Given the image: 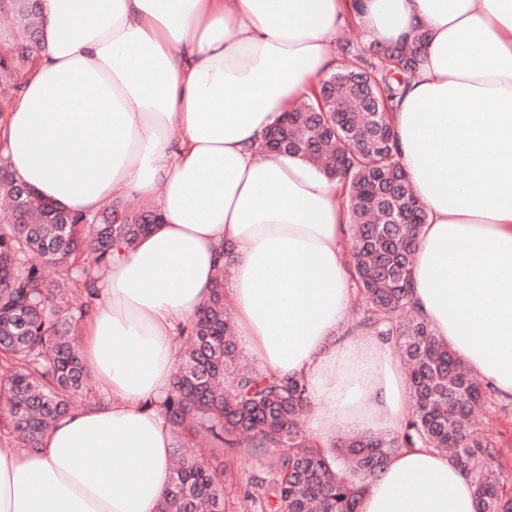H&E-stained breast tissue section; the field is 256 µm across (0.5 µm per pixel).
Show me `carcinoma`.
<instances>
[{
    "instance_id": "cac0c4a2",
    "label": "carcinoma",
    "mask_w": 512,
    "mask_h": 512,
    "mask_svg": "<svg viewBox=\"0 0 512 512\" xmlns=\"http://www.w3.org/2000/svg\"><path fill=\"white\" fill-rule=\"evenodd\" d=\"M17 32L0 52V98L18 89L16 63L38 44L35 0H0ZM426 34L387 48L350 41L339 47L349 66L329 74L310 101L266 132L265 147L315 165L343 184L351 210L348 250L352 281L363 303L354 323L395 342L407 367L411 410L387 436H350L323 448L297 424L310 407L304 383L237 367V345L224 307V267L187 330V345L164 404L166 420L204 432L267 459L243 497L253 512H357L365 481L395 453L424 446L453 449L448 459L469 475L477 512H512L499 470L471 418L484 401L448 342L413 311V255L426 214L397 159L391 112L423 55ZM20 184L0 181V354L14 366L0 372V399L13 429L30 448L87 389L68 304L73 289H95V274L114 248L132 246L151 229L155 210L118 200L95 214L61 210L31 192L16 205ZM410 207L413 224H386L385 207ZM93 258L86 266L84 256ZM159 512H225L224 470L205 457L183 458L173 470Z\"/></svg>"
}]
</instances>
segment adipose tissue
Returning a JSON list of instances; mask_svg holds the SVG:
<instances>
[{
  "label": "adipose tissue",
  "mask_w": 512,
  "mask_h": 512,
  "mask_svg": "<svg viewBox=\"0 0 512 512\" xmlns=\"http://www.w3.org/2000/svg\"><path fill=\"white\" fill-rule=\"evenodd\" d=\"M349 22L385 44L427 35L392 114L426 212L412 304L512 395V0H41L39 50L1 156L65 210L138 196L163 220L97 283L79 350L103 400L61 416L36 448L0 443V512H158L177 330L223 264L249 354L262 373L305 383L321 447L408 415L389 342L347 333L342 185L259 148L334 68V33ZM475 508L471 478L446 455L407 448L367 480L358 512Z\"/></svg>",
  "instance_id": "1"
}]
</instances>
